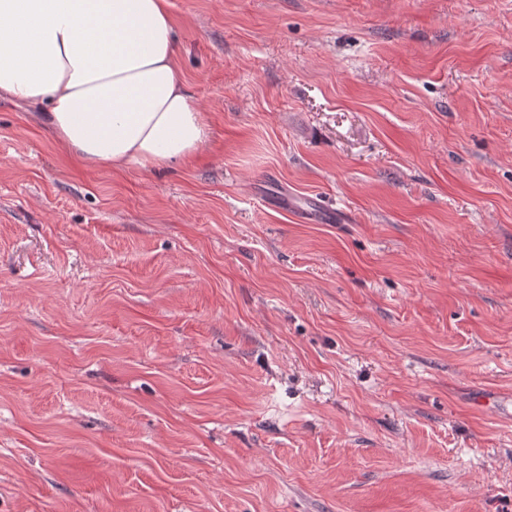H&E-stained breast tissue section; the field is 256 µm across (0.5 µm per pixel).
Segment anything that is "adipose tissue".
Segmentation results:
<instances>
[{
	"label": "adipose tissue",
	"instance_id": "ef3b65f1",
	"mask_svg": "<svg viewBox=\"0 0 512 512\" xmlns=\"http://www.w3.org/2000/svg\"><path fill=\"white\" fill-rule=\"evenodd\" d=\"M174 55L168 0H0V95L87 168L149 171L204 149Z\"/></svg>",
	"mask_w": 512,
	"mask_h": 512
}]
</instances>
